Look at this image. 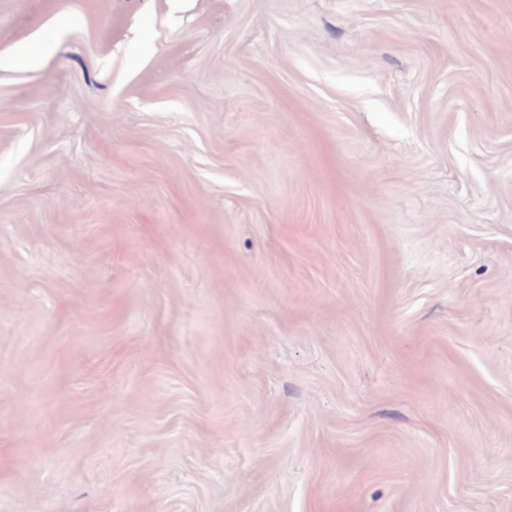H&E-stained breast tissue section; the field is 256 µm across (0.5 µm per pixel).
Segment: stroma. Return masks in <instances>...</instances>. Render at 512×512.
Returning <instances> with one entry per match:
<instances>
[{
	"instance_id": "obj_1",
	"label": "stroma",
	"mask_w": 512,
	"mask_h": 512,
	"mask_svg": "<svg viewBox=\"0 0 512 512\" xmlns=\"http://www.w3.org/2000/svg\"><path fill=\"white\" fill-rule=\"evenodd\" d=\"M0 512H512V0H0Z\"/></svg>"
}]
</instances>
